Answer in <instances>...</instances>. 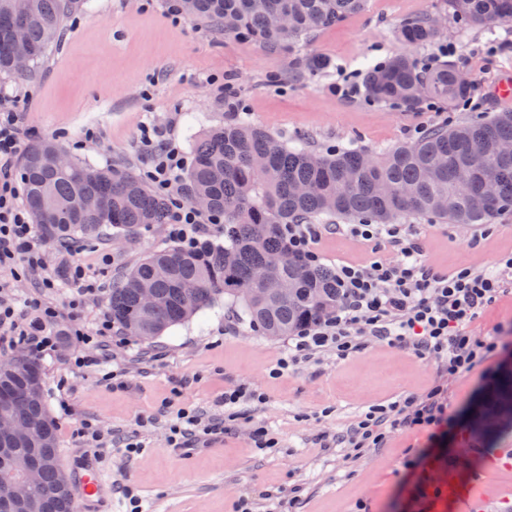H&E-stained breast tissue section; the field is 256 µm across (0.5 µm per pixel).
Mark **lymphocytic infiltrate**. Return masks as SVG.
Listing matches in <instances>:
<instances>
[{
    "instance_id": "obj_1",
    "label": "lymphocytic infiltrate",
    "mask_w": 512,
    "mask_h": 512,
    "mask_svg": "<svg viewBox=\"0 0 512 512\" xmlns=\"http://www.w3.org/2000/svg\"><path fill=\"white\" fill-rule=\"evenodd\" d=\"M25 136L16 100L0 92V268L19 278L39 274L41 288L51 290L57 278L44 263L15 174ZM144 142L145 176L168 204V235L194 247L222 218L189 202L183 189L188 160L164 128L146 129ZM283 232L289 248L312 266L324 258L323 237L333 233L383 242L387 252L365 263H336L333 273L340 303L335 314L303 326L289 338L288 354L279 359L278 370L327 354L344 359L369 345L387 343L433 360L441 376L423 393L373 407L343 434L319 435L320 445L333 442L358 455L380 447L387 428L393 426L425 429L438 440L459 428L458 419L448 415L446 380L500 353L498 340L475 339L464 328L512 289V252L500 256L493 273L472 267L443 273L425 263L420 239L404 224H290ZM29 307L30 315H22L13 299L0 292V345L22 348L32 356L54 351L58 343L54 324L60 310L35 298Z\"/></svg>"
}]
</instances>
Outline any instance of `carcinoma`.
<instances>
[{
    "mask_svg": "<svg viewBox=\"0 0 512 512\" xmlns=\"http://www.w3.org/2000/svg\"><path fill=\"white\" fill-rule=\"evenodd\" d=\"M365 0H182L193 19L218 23L224 35L255 42L272 54H286L291 73L311 79L327 67L320 57L301 54L297 44L334 27L364 7ZM73 0H0V72L14 71L12 28L19 24L42 61L57 41ZM288 15L282 29L276 18ZM451 15L461 32L512 21V0H440L434 13L407 16L399 24L407 44L440 41L433 15ZM471 78L448 61L424 66L408 55L367 69L364 102L416 111L429 99L464 100ZM512 142V112L490 120L470 119L451 128H427L415 140L388 147L365 165L366 152L340 148L316 153L290 147L237 114L211 130L192 148L186 170L188 197L204 195L208 210L224 217V243L206 240L189 249L170 245L149 253L112 286V324L123 335L153 339L226 296L262 335L289 336L321 321L336 309L339 290L325 267L308 265L288 250L286 224H312L323 216L357 224H387L414 215L450 224H491L512 214V157L501 158L496 144ZM60 146L41 142L27 149L21 180L28 207L44 236L63 242L79 233L115 228L133 233L167 220V203L126 169L103 170L87 162L53 161ZM309 186L305 194L295 192ZM101 207L85 211L81 198ZM285 261L269 282L253 279L272 254ZM287 281L293 293L277 298L273 284ZM154 289L157 303L143 308L140 290ZM39 365L22 354L0 359V420L31 421L43 433L35 441L17 433L0 435V512H76L68 478L59 464L56 427L47 408L44 382L33 394L29 375ZM512 394V373L499 380L489 403ZM30 464L38 481L25 502L7 496L14 469Z\"/></svg>",
    "mask_w": 512,
    "mask_h": 512,
    "instance_id": "cac0c4a2",
    "label": "carcinoma"
}]
</instances>
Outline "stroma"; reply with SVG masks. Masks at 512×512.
Instances as JSON below:
<instances>
[{
    "label": "stroma",
    "instance_id": "obj_1",
    "mask_svg": "<svg viewBox=\"0 0 512 512\" xmlns=\"http://www.w3.org/2000/svg\"><path fill=\"white\" fill-rule=\"evenodd\" d=\"M437 0H366L362 13L299 42L301 53L325 59L327 68L311 79L288 76L287 57L258 44L225 38L223 30L189 18L173 20L171 0H77L60 40L43 62L26 73H0V89L20 102L26 144L50 140L71 159L102 169L127 168L143 174L144 126L166 128L175 146L190 155L193 138L223 126L224 88L235 87L251 120L286 142L307 139L328 150L358 147L377 151L416 138L417 128L452 125L465 119L512 111V97L496 92L512 76V25L496 23L458 35L448 24L445 43L455 45L451 60L472 74L483 94L479 110L449 105L423 106L401 117L387 105L347 99L335 88L345 76L400 54L423 59L432 46L410 48L398 35L403 18L433 11ZM408 223L435 271L477 266L494 271L497 257L512 250V214L490 224H445L412 217ZM47 266L61 276L60 288L42 291L38 276L19 282L0 270V290L14 295L17 310L29 299L66 308L74 286L67 268L81 265L100 287L94 300L75 315L87 336H95L109 315L113 281L148 252L170 245L165 225L131 235L105 229L94 238L76 236L73 248L58 252L55 242L38 237ZM506 353L489 358L448 384V410L458 414L463 433H449L432 445L425 430H389L382 447L359 458L341 447H319L315 438L345 432L375 404L420 393L436 378L431 361L404 348L373 345L348 358L325 356L272 376L288 346L287 337L253 330L226 299L149 341L130 336L111 345L108 356L88 367L75 365L93 346L62 336L55 352L40 358L48 411L59 441L66 475H73V451L82 449L80 422L97 424L112 439L99 460L111 486L132 485L142 512H233L248 502L251 512H288L269 491L301 486L297 512H457L448 494V474L467 482L480 470L501 489L494 512H512V465L490 467L500 449L512 448V429L490 443L470 430L481 412L485 372L512 370V333L503 338ZM245 386L265 397L254 422L236 434L214 435L206 451L181 454L169 442L179 409L198 411L203 423L222 420L225 390ZM279 439V451H261L251 440L252 425ZM141 443L129 455L128 440ZM446 459L434 470L418 462L427 447Z\"/></svg>",
    "mask_w": 512,
    "mask_h": 512
}]
</instances>
